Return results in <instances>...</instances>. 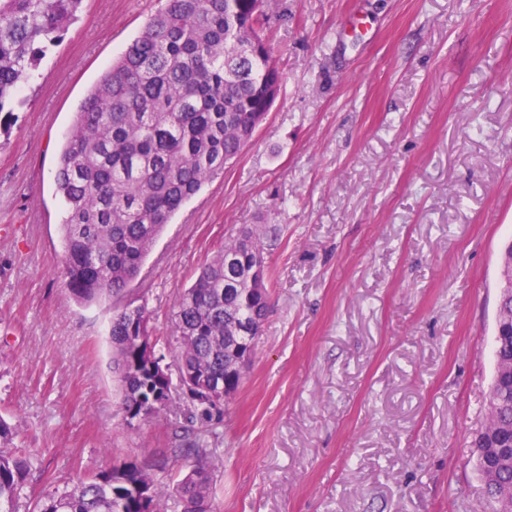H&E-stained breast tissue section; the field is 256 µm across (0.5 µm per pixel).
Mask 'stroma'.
Masks as SVG:
<instances>
[{"mask_svg": "<svg viewBox=\"0 0 512 512\" xmlns=\"http://www.w3.org/2000/svg\"><path fill=\"white\" fill-rule=\"evenodd\" d=\"M158 8L84 0L0 134V419L28 462L14 512L123 461L151 465L160 512H182L183 472L161 463L179 426L216 512H483L470 441L512 239V0H268L286 89L127 299L172 359L182 291L249 226L270 310L220 416L186 421L177 398L133 429L113 305H78L61 276L53 171L79 103Z\"/></svg>", "mask_w": 512, "mask_h": 512, "instance_id": "1", "label": "stroma"}]
</instances>
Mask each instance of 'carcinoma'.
<instances>
[{
  "instance_id": "obj_1",
  "label": "carcinoma",
  "mask_w": 512,
  "mask_h": 512,
  "mask_svg": "<svg viewBox=\"0 0 512 512\" xmlns=\"http://www.w3.org/2000/svg\"><path fill=\"white\" fill-rule=\"evenodd\" d=\"M83 0H0V113L25 104L21 86L63 39ZM267 15L255 0H164L121 56L83 98L54 173L62 199L64 277L72 297L89 305L122 294L165 225L237 158L282 94L286 77L264 35ZM248 228L224 242L179 298L175 324L179 372H193L196 415L210 419L224 400L204 388L234 393L242 354L253 353L269 312L267 285L234 276L239 265L266 263L247 247ZM112 370L123 413L143 421L170 404L169 384L138 365V337L151 336L147 309H115L108 330ZM495 366L512 362V335L495 329ZM487 422L474 435L476 471L487 512H503L512 488V457L494 460L492 445L512 448V376L495 374ZM196 443L171 449L188 468L177 484L184 512H212L213 479ZM26 459L12 448L0 420V503L23 483ZM150 469L125 462L69 491L48 495L39 512H158Z\"/></svg>"
}]
</instances>
